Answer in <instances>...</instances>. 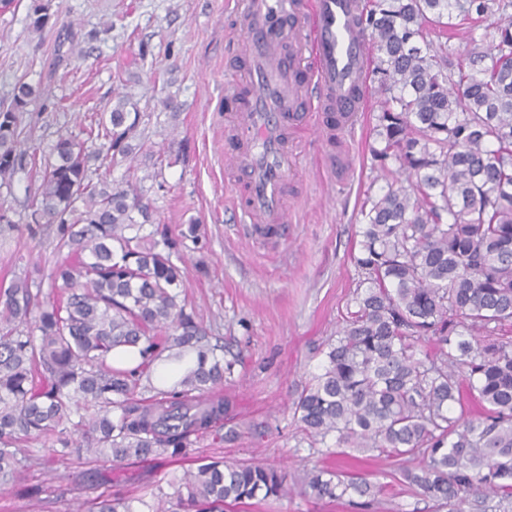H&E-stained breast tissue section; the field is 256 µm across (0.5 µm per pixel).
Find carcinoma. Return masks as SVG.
I'll return each instance as SVG.
<instances>
[{"label": "carcinoma", "mask_w": 512, "mask_h": 512, "mask_svg": "<svg viewBox=\"0 0 512 512\" xmlns=\"http://www.w3.org/2000/svg\"><path fill=\"white\" fill-rule=\"evenodd\" d=\"M359 7L382 95L369 151L390 184L364 202L352 307L294 416L311 444L332 438L338 454L422 457L420 471L402 477L448 512H467L480 492L512 506V341L502 339L512 330V0ZM455 31L470 49L449 69ZM35 94L20 80L0 107V184L35 172L27 230L52 238L56 260L48 274L36 269L0 289V488L39 503L27 471L81 453L97 465L95 488L133 469L152 498L102 491L86 512H136L137 503L165 512L166 499L171 512H233L288 497L287 476L254 461L198 458L170 495L153 483L163 461L188 458L197 440L224 441L216 424L232 406L223 386L234 362L187 310L174 262L200 226L147 232L149 207L134 189L93 181L90 161L128 158L134 124L121 107L87 131L101 141L94 150L62 134L38 155L19 121ZM45 282L66 296L42 297ZM127 347L140 363L113 365L112 352ZM187 354L196 363L171 388L140 397L155 364ZM463 382L482 404L477 416H465ZM70 427L84 443L70 440ZM47 437L36 454L19 447ZM301 484L355 512H371L384 492L323 467Z\"/></svg>", "instance_id": "1"}]
</instances>
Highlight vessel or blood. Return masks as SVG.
Wrapping results in <instances>:
<instances>
[{
    "label": "vessel or blood",
    "instance_id": "obj_1",
    "mask_svg": "<svg viewBox=\"0 0 512 512\" xmlns=\"http://www.w3.org/2000/svg\"><path fill=\"white\" fill-rule=\"evenodd\" d=\"M357 15L356 0H241L248 94L224 128V161L253 236L290 221L288 149L310 113L340 129L364 107L370 44Z\"/></svg>",
    "mask_w": 512,
    "mask_h": 512
}]
</instances>
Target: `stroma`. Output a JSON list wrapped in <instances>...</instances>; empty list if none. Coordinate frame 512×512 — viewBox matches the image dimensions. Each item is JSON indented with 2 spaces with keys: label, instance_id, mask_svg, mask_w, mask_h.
<instances>
[{
  "label": "stroma",
  "instance_id": "stroma-1",
  "mask_svg": "<svg viewBox=\"0 0 512 512\" xmlns=\"http://www.w3.org/2000/svg\"><path fill=\"white\" fill-rule=\"evenodd\" d=\"M31 4L14 0L0 11V104L9 103L17 81L39 87L20 118L43 151L58 135L81 134L93 116L123 106L135 122L132 153L99 168V177L134 186L153 223L175 233L201 227L198 243L181 253L187 300L225 354L240 361L224 378L233 401L224 418L229 435L218 444L199 441L195 456L251 459L286 474L294 493L248 512H351L299 491L315 464L384 484L376 512H437L402 481L398 458L320 456L291 410L352 300L361 207L387 187L368 152L377 91L351 128L307 135L288 177L290 224L251 238L224 168V84L244 78L228 0H49V20L38 32L30 26ZM36 186L35 175L22 171L0 187V208L17 225L0 236V288L29 263L45 270L54 263L51 238L23 229ZM90 469L75 457L50 471L33 468L28 479L44 489V512H77L89 494Z\"/></svg>",
  "mask_w": 512,
  "mask_h": 512
}]
</instances>
